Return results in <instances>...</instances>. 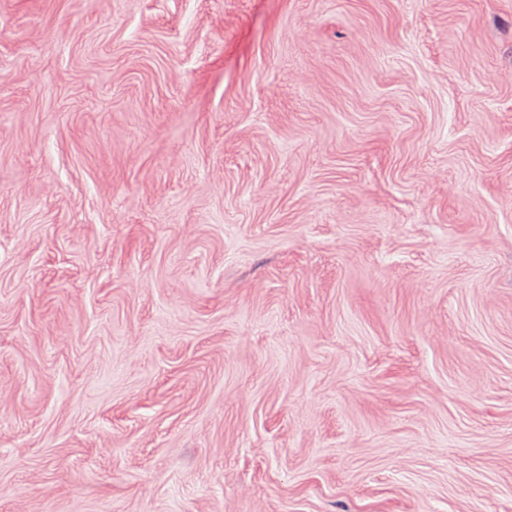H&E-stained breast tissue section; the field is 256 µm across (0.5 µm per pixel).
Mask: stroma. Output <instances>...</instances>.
Segmentation results:
<instances>
[{
	"label": "stroma",
	"mask_w": 512,
	"mask_h": 512,
	"mask_svg": "<svg viewBox=\"0 0 512 512\" xmlns=\"http://www.w3.org/2000/svg\"><path fill=\"white\" fill-rule=\"evenodd\" d=\"M0 512H512V0H0Z\"/></svg>",
	"instance_id": "35a3bbf8"
}]
</instances>
